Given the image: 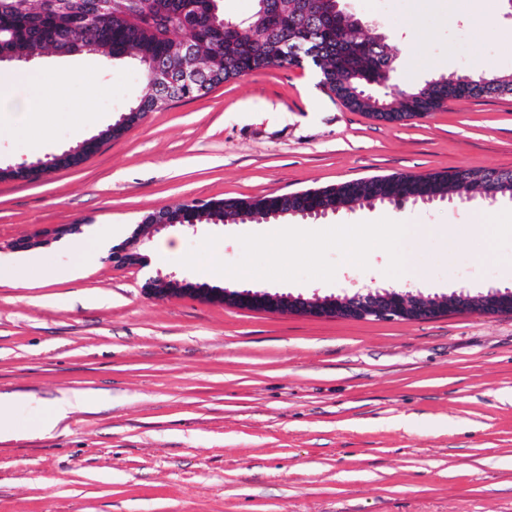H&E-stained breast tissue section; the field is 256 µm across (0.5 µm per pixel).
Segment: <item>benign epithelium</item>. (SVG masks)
Segmentation results:
<instances>
[{
  "label": "benign epithelium",
  "instance_id": "7a95c632",
  "mask_svg": "<svg viewBox=\"0 0 512 512\" xmlns=\"http://www.w3.org/2000/svg\"><path fill=\"white\" fill-rule=\"evenodd\" d=\"M207 75L200 68L185 65L163 63L153 74L154 82L167 92L180 85H200ZM139 112H123L119 120L99 135L85 141L78 149L68 150L56 156V165L61 167L67 160L82 159L100 143L112 139V134L121 129L135 126L133 120L140 119ZM51 173L42 163L34 162L18 167H0V180H20L35 182ZM193 210L173 212L160 209L153 212L146 228L154 231L169 227H181L185 230L195 228L185 223L186 217ZM79 224H58L48 230L22 239L14 244L19 251L33 250L50 245L67 235L80 231ZM142 235L135 232L125 242L112 248L108 262L116 267H143L147 262L141 253ZM144 291L153 298L189 297L205 303L231 306L233 308L271 313L296 314L317 319L346 318L378 320L426 321L442 317L448 313L471 311L479 305L478 311L487 315L512 313V290L504 291L490 288L476 297L468 294L453 293L444 298L425 297L411 291H385L380 293L364 288L353 295L343 297L304 298L291 294L271 293L251 288H212L192 284L186 279H179L173 274H158L145 281Z\"/></svg>",
  "mask_w": 512,
  "mask_h": 512
}]
</instances>
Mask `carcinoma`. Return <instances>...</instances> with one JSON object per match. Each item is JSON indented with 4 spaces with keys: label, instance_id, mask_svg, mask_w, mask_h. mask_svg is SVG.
<instances>
[{
    "label": "carcinoma",
    "instance_id": "obj_1",
    "mask_svg": "<svg viewBox=\"0 0 512 512\" xmlns=\"http://www.w3.org/2000/svg\"><path fill=\"white\" fill-rule=\"evenodd\" d=\"M18 0H0V48L33 52L53 45L65 35L71 41L108 48L102 56L110 61L133 57L141 70L146 92L128 107L130 112L159 110L151 68L172 57L180 56L188 64L208 67L217 78L201 88L193 87L174 95L176 99L197 98L217 85L252 72L297 66V56L304 57L319 70L321 84L332 97L353 111L385 123L405 124L421 119L445 103L460 99H477L502 95L512 88V74L499 75L474 70L459 75L433 76L418 86L373 92L366 79L390 81L397 68V55L380 35L357 36L358 26L339 12L333 24L324 30L321 0H278L277 11L268 15L263 0H255L253 13L241 20L224 18L218 0H139L125 3V9L111 14L95 11L92 0H74L73 12L59 15L44 3L24 6ZM288 33L298 50L288 59L278 56L269 27ZM191 41L194 51L186 54L184 41ZM498 183L496 194L512 195V170L489 169ZM485 183L471 181L464 186L450 174H434L427 189L428 198L443 200L448 194L462 197L482 190ZM418 192L415 176L391 174L383 182L362 178L350 184L338 196L339 207L366 202L388 205L398 198H413ZM217 206L206 216L219 222L224 216L267 219L276 213L312 212L321 203L312 196L295 201L283 195L265 196L251 207L245 198L215 200Z\"/></svg>",
    "mask_w": 512,
    "mask_h": 512
}]
</instances>
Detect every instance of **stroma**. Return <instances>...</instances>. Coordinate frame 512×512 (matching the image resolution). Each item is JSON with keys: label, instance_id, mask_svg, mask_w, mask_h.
<instances>
[{"label": "stroma", "instance_id": "stroma-1", "mask_svg": "<svg viewBox=\"0 0 512 512\" xmlns=\"http://www.w3.org/2000/svg\"><path fill=\"white\" fill-rule=\"evenodd\" d=\"M341 6L395 48L397 86L512 73V0ZM22 69L76 78L44 88L35 138L0 126L4 167L77 147L144 93L132 61L94 52L0 64ZM453 168L512 170V95L386 125L276 67L146 113L78 166L0 182V395L22 426L0 441V512H512V314L316 319L142 290L160 273L306 297L512 289V201L203 222L149 234L144 267L107 261L148 213L194 198ZM56 224L82 231L36 249L46 275L19 271L13 241ZM96 392L109 402L33 432L62 397Z\"/></svg>", "mask_w": 512, "mask_h": 512}]
</instances>
